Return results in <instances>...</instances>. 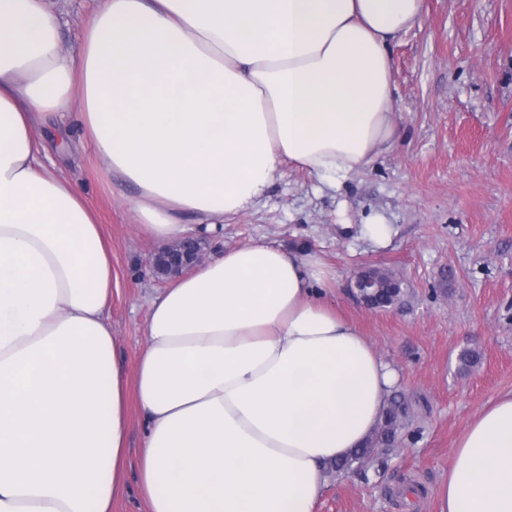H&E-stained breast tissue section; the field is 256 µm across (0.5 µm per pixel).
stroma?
I'll use <instances>...</instances> for the list:
<instances>
[{"label":"stroma","mask_w":512,"mask_h":512,"mask_svg":"<svg viewBox=\"0 0 512 512\" xmlns=\"http://www.w3.org/2000/svg\"><path fill=\"white\" fill-rule=\"evenodd\" d=\"M93 0H51L64 14L65 51L78 53ZM395 147L337 189L291 165L260 203L208 237V253L264 241L315 251L336 273L330 300L399 372L408 425L398 453L328 477L317 512H436L457 439L512 390V0H424L418 25L391 46ZM70 147L49 148L55 168L82 190L112 247L107 317L126 370L144 347L150 303L167 286L146 263L154 245L127 201L133 190L106 178L75 116ZM391 235L378 242L365 221ZM397 272L403 306L369 310L352 276ZM476 350L462 369L459 354Z\"/></svg>","instance_id":"obj_1"}]
</instances>
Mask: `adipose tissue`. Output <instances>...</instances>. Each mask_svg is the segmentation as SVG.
<instances>
[{
	"label": "adipose tissue",
	"instance_id": "obj_1",
	"mask_svg": "<svg viewBox=\"0 0 512 512\" xmlns=\"http://www.w3.org/2000/svg\"><path fill=\"white\" fill-rule=\"evenodd\" d=\"M423 0H97L78 55L47 0H0V512H112L145 420L146 512H315L395 369L311 252L254 242L153 300L133 375L98 217L35 131L75 114L156 247L222 230L284 164L327 183L400 135L389 45ZM437 512H512V391L456 443Z\"/></svg>",
	"mask_w": 512,
	"mask_h": 512
}]
</instances>
